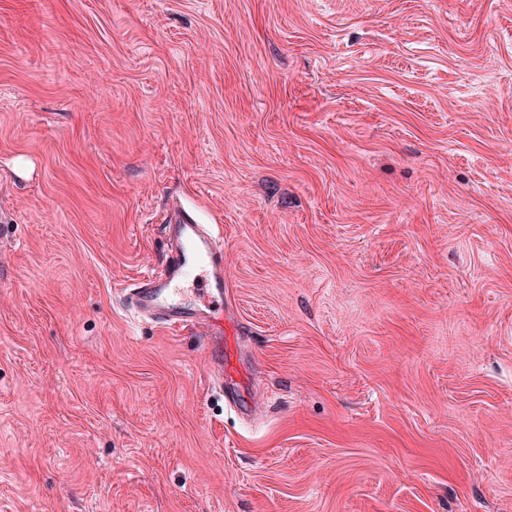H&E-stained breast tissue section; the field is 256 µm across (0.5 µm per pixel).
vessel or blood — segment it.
<instances>
[{"mask_svg":"<svg viewBox=\"0 0 512 512\" xmlns=\"http://www.w3.org/2000/svg\"><path fill=\"white\" fill-rule=\"evenodd\" d=\"M170 255L163 271L129 289L128 303L139 313L172 330L195 328L208 344V365L223 376L236 351V322L225 308L224 251L218 238L190 213L179 214L168 232ZM204 283L194 304H178L179 287L192 274Z\"/></svg>","mask_w":512,"mask_h":512,"instance_id":"b4317fda","label":"vessel or blood"}]
</instances>
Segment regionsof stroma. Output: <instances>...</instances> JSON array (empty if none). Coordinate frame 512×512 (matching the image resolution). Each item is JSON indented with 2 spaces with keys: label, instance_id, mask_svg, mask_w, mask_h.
Wrapping results in <instances>:
<instances>
[{
  "label": "stroma",
  "instance_id": "obj_1",
  "mask_svg": "<svg viewBox=\"0 0 512 512\" xmlns=\"http://www.w3.org/2000/svg\"><path fill=\"white\" fill-rule=\"evenodd\" d=\"M0 512H512V0H0ZM170 255L163 271L127 293L128 303L139 313L172 330L199 329L208 344V365L221 382L236 351V322L224 304V251L218 238L188 212L169 224ZM198 272L204 278L198 303L180 305L183 281Z\"/></svg>",
  "mask_w": 512,
  "mask_h": 512
}]
</instances>
